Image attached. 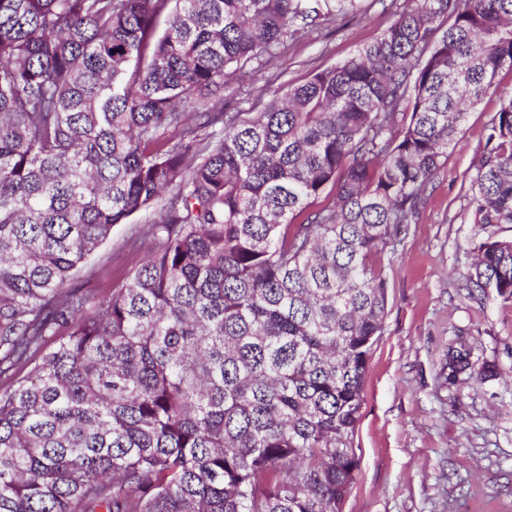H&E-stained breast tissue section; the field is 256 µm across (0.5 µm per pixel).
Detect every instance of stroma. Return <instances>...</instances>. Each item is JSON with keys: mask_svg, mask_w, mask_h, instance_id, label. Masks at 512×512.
Segmentation results:
<instances>
[{"mask_svg": "<svg viewBox=\"0 0 512 512\" xmlns=\"http://www.w3.org/2000/svg\"><path fill=\"white\" fill-rule=\"evenodd\" d=\"M394 17L387 0H367L355 19L288 40L274 63L227 78L226 111H258L273 92L372 41ZM498 108L490 94L469 112L418 222L381 257L387 314L364 376L358 467L342 512H512V301L466 285L475 247L490 235L512 240V224H476L467 196ZM152 219L140 213L114 226L75 285L110 294L153 247L140 235ZM459 349L487 374L449 382L448 355Z\"/></svg>", "mask_w": 512, "mask_h": 512, "instance_id": "35a3bbf8", "label": "stroma"}]
</instances>
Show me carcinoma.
<instances>
[{"label": "carcinoma", "instance_id": "cac0c4a2", "mask_svg": "<svg viewBox=\"0 0 512 512\" xmlns=\"http://www.w3.org/2000/svg\"><path fill=\"white\" fill-rule=\"evenodd\" d=\"M362 2L0 0V512H341L380 258L489 94L468 197L512 224V0H406L224 111V78ZM168 193L157 249L90 303L75 272ZM468 282L511 300L512 240Z\"/></svg>", "mask_w": 512, "mask_h": 512}]
</instances>
